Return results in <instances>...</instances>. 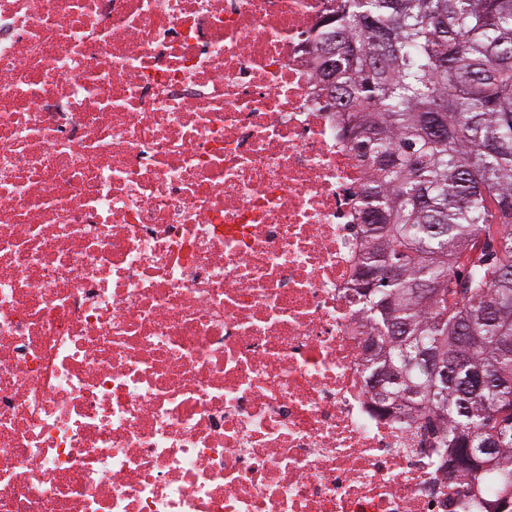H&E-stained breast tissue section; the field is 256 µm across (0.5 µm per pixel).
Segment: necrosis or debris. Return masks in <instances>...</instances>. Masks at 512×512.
Returning a JSON list of instances; mask_svg holds the SVG:
<instances>
[{
    "label": "necrosis or debris",
    "mask_w": 512,
    "mask_h": 512,
    "mask_svg": "<svg viewBox=\"0 0 512 512\" xmlns=\"http://www.w3.org/2000/svg\"><path fill=\"white\" fill-rule=\"evenodd\" d=\"M330 0H0V512H489L362 373Z\"/></svg>",
    "instance_id": "1"
}]
</instances>
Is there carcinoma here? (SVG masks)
<instances>
[{
	"label": "carcinoma",
	"instance_id": "cac0c4a2",
	"mask_svg": "<svg viewBox=\"0 0 512 512\" xmlns=\"http://www.w3.org/2000/svg\"><path fill=\"white\" fill-rule=\"evenodd\" d=\"M368 165L358 314L378 402L512 500V0H333L314 45ZM476 377L485 378L481 387Z\"/></svg>",
	"mask_w": 512,
	"mask_h": 512
}]
</instances>
